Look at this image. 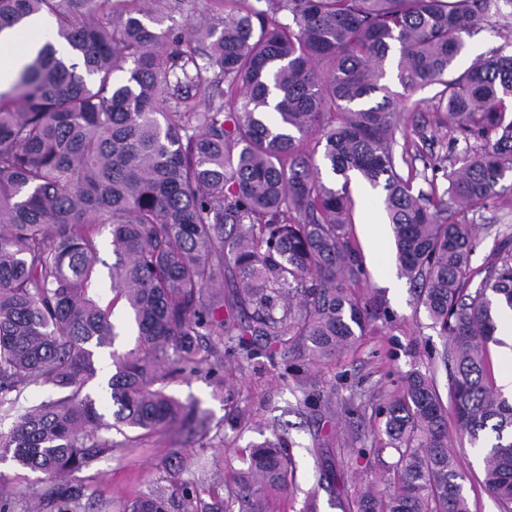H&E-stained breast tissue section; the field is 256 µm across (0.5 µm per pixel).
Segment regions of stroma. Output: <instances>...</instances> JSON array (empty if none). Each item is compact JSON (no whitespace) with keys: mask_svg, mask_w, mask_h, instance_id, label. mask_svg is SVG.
<instances>
[{"mask_svg":"<svg viewBox=\"0 0 512 512\" xmlns=\"http://www.w3.org/2000/svg\"><path fill=\"white\" fill-rule=\"evenodd\" d=\"M438 86L413 92L414 120L397 135L398 141L413 144L412 170L415 190L444 193L448 182L434 176L432 168L449 147L464 151L465 141H452L448 127L438 120ZM352 222L348 228L352 246L360 254L364 273L353 289L359 296H384L391 313L387 322L369 327L360 345L336 363L309 367L298 376L284 375L282 362H271L263 341H255L251 355L224 357V381L215 383L205 374L177 377L166 390L192 408V415L168 431L123 443L122 450L102 459L95 468L76 473V480L89 484L99 512H123L138 497L163 487L173 489L182 479L197 485L204 502L214 497L227 500L238 488V469L244 449L253 442L284 436L296 466L288 490L274 492L266 499L265 512H304L308 501H315L316 512H340L336 501L353 498L358 483L382 481L392 461L390 454L361 457L357 451L370 447L380 438L381 409L395 393V381L402 372L417 368L433 374L440 394L448 392V372L439 357L444 340L431 326L424 311L416 309L408 280L399 289L386 283L399 277L392 237H384L381 254H374L370 227L385 223L377 191L363 187L354 191ZM449 220L471 224L479 244L471 259L472 274H479L490 260L503 235L512 234V195L507 200L478 213H460L449 205ZM103 261L93 285L100 305L112 309V320L119 332L112 350L96 352L98 366H111V352L134 349L137 329L125 302H113L110 271L116 257L108 229L98 236ZM318 392L329 399L330 411L316 412L304 405L307 394ZM362 398L359 415L341 414L343 400L352 395ZM207 416V429H200L198 416ZM448 439L456 452L460 469L466 474L464 491L471 512H498L495 502L484 492L481 482L480 450L468 437L449 429ZM191 455L194 464L180 478L170 475L172 457Z\"/></svg>","mask_w":512,"mask_h":512,"instance_id":"stroma-1","label":"stroma"}]
</instances>
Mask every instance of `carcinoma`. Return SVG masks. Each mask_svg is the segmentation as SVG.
I'll return each mask as SVG.
<instances>
[{"mask_svg": "<svg viewBox=\"0 0 512 512\" xmlns=\"http://www.w3.org/2000/svg\"><path fill=\"white\" fill-rule=\"evenodd\" d=\"M164 0H0V28L47 17L54 37L11 91L0 93V462L43 475L32 491L0 490V512H87L98 504L72 474L129 442L179 422L185 407L164 381L213 369L228 353L288 347L295 362L337 360L390 312L351 284L350 186L382 191L396 261L414 302L446 339L448 402L433 376L401 378L384 412L392 478L369 483L342 512H470L465 474L448 443H479L483 488L512 512V399L494 384L489 344L497 309H512V237L471 287L473 225L439 218L444 201L414 192L395 145L408 92L440 85L448 127L476 149L443 172L462 211L497 202L512 184V0H265L224 16L157 28ZM487 24L504 44L448 78L465 37ZM124 78L115 80L116 73ZM213 73L212 79L206 74ZM227 90L220 89L221 84ZM230 92L231 108L192 100ZM342 178L328 185L321 168ZM112 236L113 300H125L138 345L111 352L109 404L85 391L94 350L118 333L90 296L97 236ZM35 387L45 400L24 410ZM294 461L281 437L252 446L238 473L239 512L288 489ZM188 484L157 489L124 512H203Z\"/></svg>", "mask_w": 512, "mask_h": 512, "instance_id": "carcinoma-1", "label": "carcinoma"}]
</instances>
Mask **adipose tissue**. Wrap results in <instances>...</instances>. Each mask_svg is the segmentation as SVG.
<instances>
[{"mask_svg": "<svg viewBox=\"0 0 512 512\" xmlns=\"http://www.w3.org/2000/svg\"><path fill=\"white\" fill-rule=\"evenodd\" d=\"M29 38L18 35L17 28L0 29V90H9L19 73L37 50L53 38L50 24L42 19L27 22Z\"/></svg>", "mask_w": 512, "mask_h": 512, "instance_id": "1", "label": "adipose tissue"}]
</instances>
